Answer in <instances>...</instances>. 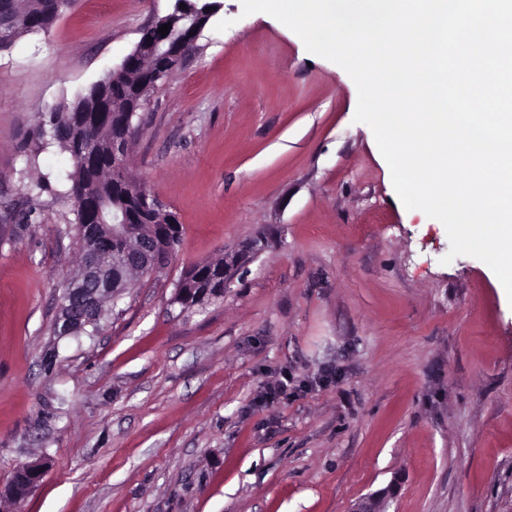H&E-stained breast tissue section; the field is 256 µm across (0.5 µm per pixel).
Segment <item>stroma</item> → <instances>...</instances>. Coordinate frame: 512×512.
<instances>
[{"instance_id": "35a3bbf8", "label": "stroma", "mask_w": 512, "mask_h": 512, "mask_svg": "<svg viewBox=\"0 0 512 512\" xmlns=\"http://www.w3.org/2000/svg\"><path fill=\"white\" fill-rule=\"evenodd\" d=\"M220 3L126 157L180 244L91 336H54L76 215L28 190L24 146L171 3L76 0L0 48V489L53 462L10 512H349L395 480L389 512H512L500 281L404 207L343 68ZM219 258L223 298L174 303ZM50 462L44 456L30 462L20 463L16 468V472L23 474L27 483L26 489L32 490L40 482L44 474L50 469Z\"/></svg>"}]
</instances>
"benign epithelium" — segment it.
Returning a JSON list of instances; mask_svg holds the SVG:
<instances>
[{
	"mask_svg": "<svg viewBox=\"0 0 512 512\" xmlns=\"http://www.w3.org/2000/svg\"><path fill=\"white\" fill-rule=\"evenodd\" d=\"M185 7H180V4ZM210 3L199 4V0H174L173 9L158 16L151 23L153 29L169 23L176 25L186 21L183 33L175 38L172 34L165 36L156 34L152 41L140 40L134 49L123 59L118 70L132 68L141 60H148L152 65V79L157 81L171 75L181 64L184 57L196 48L198 35L209 23L213 12ZM138 109H132L127 114L124 137L112 144V172L114 178H119L123 172L128 139L134 134L133 117ZM139 210L134 212L122 208L112 214V223L101 218L98 201L92 197H84L79 202V209L84 214L82 233L91 240L94 250L88 256L82 276L74 281L67 291V299L61 305L60 316L55 323L54 333L59 336H75L82 331V322L75 319L74 312L80 310L91 318L97 312L102 299L115 291L121 282L119 274L105 275L100 271L99 257L111 252L130 224L147 216H158L162 224H176L178 217L166 209L165 205L145 188H140L138 194ZM50 462L42 457L18 465L16 471L23 474L27 490H32L49 470ZM397 484L393 483L386 489L368 495L356 501L350 512H386L388 500L396 494Z\"/></svg>",
	"mask_w": 512,
	"mask_h": 512,
	"instance_id": "7a95c632",
	"label": "benign epithelium"
}]
</instances>
